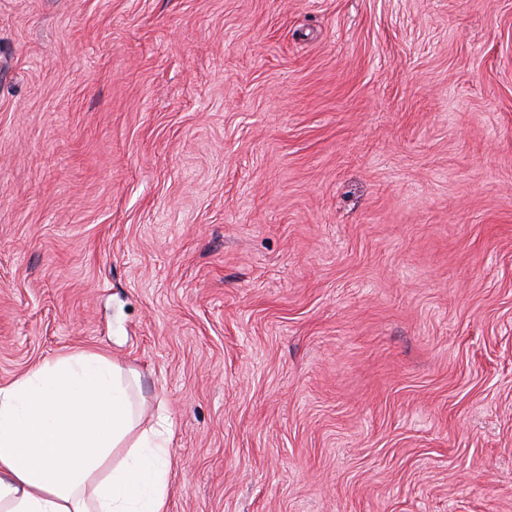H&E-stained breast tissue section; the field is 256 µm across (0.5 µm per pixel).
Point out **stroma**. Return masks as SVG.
Here are the masks:
<instances>
[{"mask_svg":"<svg viewBox=\"0 0 512 512\" xmlns=\"http://www.w3.org/2000/svg\"><path fill=\"white\" fill-rule=\"evenodd\" d=\"M81 352L168 512H512V0H0V386Z\"/></svg>","mask_w":512,"mask_h":512,"instance_id":"stroma-1","label":"stroma"}]
</instances>
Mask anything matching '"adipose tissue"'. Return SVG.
I'll use <instances>...</instances> for the list:
<instances>
[{
	"label": "adipose tissue",
	"instance_id": "obj_1",
	"mask_svg": "<svg viewBox=\"0 0 512 512\" xmlns=\"http://www.w3.org/2000/svg\"><path fill=\"white\" fill-rule=\"evenodd\" d=\"M136 415L125 370L99 354L0 386V512H166L171 425L139 433Z\"/></svg>",
	"mask_w": 512,
	"mask_h": 512
}]
</instances>
